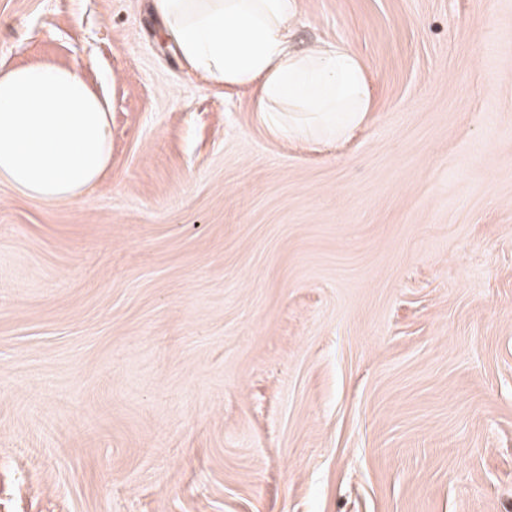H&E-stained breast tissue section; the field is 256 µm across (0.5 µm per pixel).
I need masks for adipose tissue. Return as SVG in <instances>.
Segmentation results:
<instances>
[{
  "label": "adipose tissue",
  "instance_id": "ef3b65f1",
  "mask_svg": "<svg viewBox=\"0 0 512 512\" xmlns=\"http://www.w3.org/2000/svg\"><path fill=\"white\" fill-rule=\"evenodd\" d=\"M189 68L253 88L278 134L338 141L371 110L365 68L339 42L292 40L294 0H152ZM110 106L79 67L0 69V181L47 202L81 197L112 162Z\"/></svg>",
  "mask_w": 512,
  "mask_h": 512
}]
</instances>
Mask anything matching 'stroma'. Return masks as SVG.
<instances>
[{"mask_svg": "<svg viewBox=\"0 0 512 512\" xmlns=\"http://www.w3.org/2000/svg\"><path fill=\"white\" fill-rule=\"evenodd\" d=\"M368 122L263 126L148 0H0L112 166L0 183V512H512V0H296Z\"/></svg>", "mask_w": 512, "mask_h": 512, "instance_id": "stroma-1", "label": "stroma"}]
</instances>
